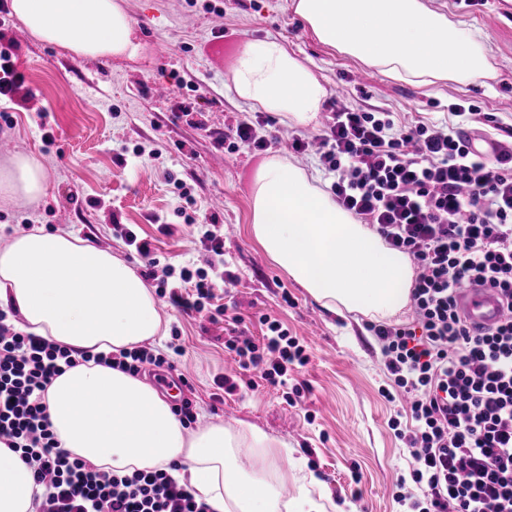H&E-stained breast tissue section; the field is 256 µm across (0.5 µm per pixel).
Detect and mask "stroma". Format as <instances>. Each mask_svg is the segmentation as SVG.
<instances>
[{"instance_id": "35a3bbf8", "label": "stroma", "mask_w": 512, "mask_h": 512, "mask_svg": "<svg viewBox=\"0 0 512 512\" xmlns=\"http://www.w3.org/2000/svg\"><path fill=\"white\" fill-rule=\"evenodd\" d=\"M428 4L476 34L493 68L490 78L415 85L386 77L320 43L292 0H124L141 49L101 63L37 42L10 7L0 8V33L13 41L15 64L26 78L7 107L8 120L0 119V139L12 141L17 154L38 156L47 173L36 201H0V242L40 224L143 271L144 260L112 235L119 222L150 240L161 263L201 267L206 255L198 224L215 217L223 227L226 267L237 281L216 290L208 314L162 307V337L152 349L167 354L178 346L182 353L174 369L145 366L146 379L165 395L191 401L188 432L211 422L256 426L293 448L326 492L356 512H403L399 494H420L416 485L399 483L411 459L390 427L397 408L382 395L393 382L368 317L325 310L252 237V176L265 157L279 156L325 187L318 160L290 151L286 142L318 133L335 106L450 124L479 136L512 134V0ZM269 34L287 42L325 87L322 114L308 126L265 114L264 132L272 140L266 153H227L218 136L253 115L233 92L235 60L245 42ZM157 83L171 87V95L155 96ZM184 101L194 103V114L180 111ZM457 105L472 109L473 117L453 115ZM180 186L188 200L178 198ZM264 315L307 343L310 360L296 375L310 389L303 403L288 405L262 379L238 373L224 351L233 318L259 337ZM179 368L190 373L180 391ZM224 375L235 377L234 393L216 387L215 377Z\"/></svg>"}]
</instances>
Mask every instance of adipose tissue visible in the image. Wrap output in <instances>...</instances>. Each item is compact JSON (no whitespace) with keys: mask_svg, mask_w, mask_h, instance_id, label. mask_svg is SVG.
I'll list each match as a JSON object with an SVG mask.
<instances>
[{"mask_svg":"<svg viewBox=\"0 0 512 512\" xmlns=\"http://www.w3.org/2000/svg\"><path fill=\"white\" fill-rule=\"evenodd\" d=\"M30 36L74 58L135 56L140 48L122 0H11ZM320 43L390 78L416 85L489 76L476 38L425 0H293ZM234 92L247 107L299 125L313 122L326 90L281 39L245 43ZM45 168L19 155L0 166V198L35 200ZM250 232L269 258L322 307L374 320L395 316L410 299L414 270L322 193L315 178L274 157L257 169ZM16 308L25 331L75 351L116 353L155 342L158 301L124 260L78 237L33 227L0 248V306ZM46 404L63 448L120 473L184 464L188 485L215 512H354L349 503L312 498L304 472L296 496L282 499L274 476L292 457L282 440L254 427L211 424L188 433L170 404L140 377L87 362L55 377ZM26 466L0 443V512H30Z\"/></svg>","mask_w":512,"mask_h":512,"instance_id":"adipose-tissue-1","label":"adipose tissue"}]
</instances>
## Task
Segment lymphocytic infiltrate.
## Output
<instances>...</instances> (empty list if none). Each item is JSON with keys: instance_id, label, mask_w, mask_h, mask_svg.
<instances>
[{"instance_id": "f902f5d3", "label": "lymphocytic infiltrate", "mask_w": 512, "mask_h": 512, "mask_svg": "<svg viewBox=\"0 0 512 512\" xmlns=\"http://www.w3.org/2000/svg\"><path fill=\"white\" fill-rule=\"evenodd\" d=\"M318 140L337 204L416 269L411 322L369 326L412 420L406 429L391 422L422 491L411 512H512V141H497L487 155L473 151L462 129L399 126L391 113L349 108L330 113ZM112 230L180 312L202 314L215 288L236 281L217 224L204 225L200 237L206 268L182 267L176 286L148 240L124 224ZM464 283L495 288L508 317L484 332L470 328L456 304ZM15 318L0 309V441L31 473L35 512H214L172 467L105 470L60 448L51 429L45 395L64 369L93 360L136 373L162 357L145 347L76 357L19 329ZM261 323L263 338L238 328L225 349L241 370H261L267 384L302 398L291 378L309 361L303 340L278 320Z\"/></svg>"}]
</instances>
